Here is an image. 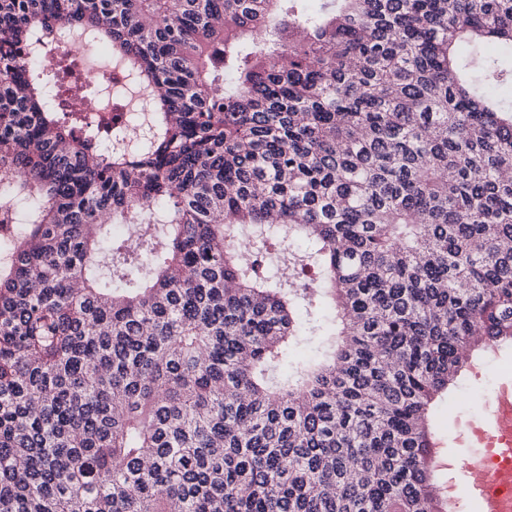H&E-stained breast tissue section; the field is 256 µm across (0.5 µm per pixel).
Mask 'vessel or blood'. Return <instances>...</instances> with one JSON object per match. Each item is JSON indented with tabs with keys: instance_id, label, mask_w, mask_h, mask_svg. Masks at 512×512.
I'll return each instance as SVG.
<instances>
[{
	"instance_id": "1",
	"label": "vessel or blood",
	"mask_w": 512,
	"mask_h": 512,
	"mask_svg": "<svg viewBox=\"0 0 512 512\" xmlns=\"http://www.w3.org/2000/svg\"><path fill=\"white\" fill-rule=\"evenodd\" d=\"M469 446L453 488L475 512H512V376H502L484 398L475 424L462 437Z\"/></svg>"
}]
</instances>
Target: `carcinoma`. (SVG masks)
Masks as SVG:
<instances>
[{
  "mask_svg": "<svg viewBox=\"0 0 512 512\" xmlns=\"http://www.w3.org/2000/svg\"><path fill=\"white\" fill-rule=\"evenodd\" d=\"M307 2L0 0V512H448L429 411L512 342V0ZM56 23L132 76L109 136Z\"/></svg>",
  "mask_w": 512,
  "mask_h": 512,
  "instance_id": "obj_1",
  "label": "carcinoma"
}]
</instances>
